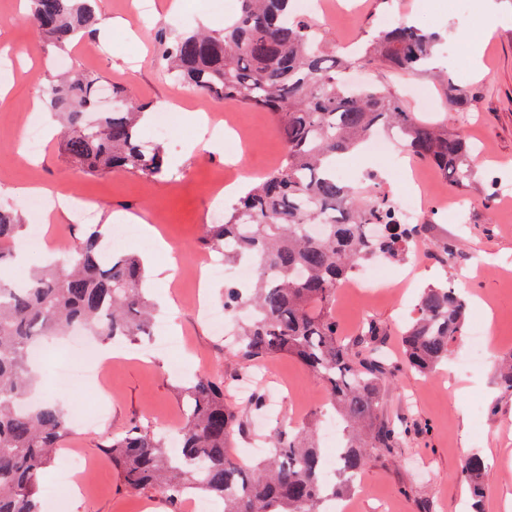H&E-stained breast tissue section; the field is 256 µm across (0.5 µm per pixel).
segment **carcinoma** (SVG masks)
<instances>
[{"mask_svg": "<svg viewBox=\"0 0 512 512\" xmlns=\"http://www.w3.org/2000/svg\"><path fill=\"white\" fill-rule=\"evenodd\" d=\"M97 2L29 5L39 30L62 49L78 35L97 31ZM437 41L436 34L400 21L338 62L323 54L317 27L293 15V0H240L236 18L222 31L157 35L156 54L177 79L208 98L267 110L278 122L286 145L282 164L225 208L224 222L206 225L202 242L224 262H247L254 269L250 284L224 285V311L238 321L240 340L231 352L236 365L247 370L278 357L297 359L322 381L327 402L344 424L343 446L334 481L324 477L322 449L306 432L272 429L263 438L267 456L247 464L232 448L235 440L253 437L250 416L264 413L266 398L258 394L242 409L224 398L223 379L202 374L184 391V463L169 454L168 436L140 424L106 444L128 489H160L174 509L192 494L222 500L224 512H323L325 501L353 492L368 449L390 457L402 453L412 428L383 412L384 391L395 372L378 348L383 330L370 320L357 338H343L332 313L336 290L362 263L403 262L419 242L444 258L455 241L429 240V225L401 223L386 193L361 192L341 181L336 156L385 132L451 183L470 187L472 148L463 137L407 111L384 86L354 88L345 79L372 61L395 73L421 72ZM97 84L73 66L42 90L65 129L68 155L89 173L162 176L164 147L140 132L146 107L125 100L114 86L119 108L100 112ZM446 92L452 110L470 106L468 94L453 84ZM313 224L323 225V234H312ZM21 228L17 213L0 208V268L11 263ZM145 274L138 256L109 251L94 229L55 267L31 273L26 287L0 278V512H42L37 477L72 431L68 413L50 398L18 410L37 383L29 350L71 326L103 340L150 335ZM416 310L403 331L405 357L411 369L426 375L465 335L467 301L440 283L422 291ZM487 471L479 454L462 465L471 512H483Z\"/></svg>", "mask_w": 512, "mask_h": 512, "instance_id": "1", "label": "carcinoma"}]
</instances>
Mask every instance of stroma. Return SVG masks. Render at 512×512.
I'll return each instance as SVG.
<instances>
[{
	"label": "stroma",
	"instance_id": "1",
	"mask_svg": "<svg viewBox=\"0 0 512 512\" xmlns=\"http://www.w3.org/2000/svg\"><path fill=\"white\" fill-rule=\"evenodd\" d=\"M172 0H153L149 17L137 12L136 0H100L101 22L95 37H82L67 52H59L36 29L20 0H0V83L11 84L0 100V207L19 209L21 186L44 185L64 195L85 197L94 211L93 223L110 215L120 223L148 224L156 235L135 239L113 236L110 245L123 252L139 253L146 266L176 261L170 279L153 283L149 295L166 329L130 347H120L119 360L101 377L111 393L109 416L94 429H74L61 443V452L89 456L94 464L84 481L87 490L61 492V512H138L145 501H155L153 512H194L189 501L178 509L157 491L123 488L118 471L101 445L138 423L162 432L176 430L183 419L180 392L202 373L223 376L228 399L241 404L235 374L238 367L226 353L223 340L194 309L190 298L199 274L204 225L231 204L230 196L214 186L229 170L259 180L285 154L276 124L269 112L231 100L207 99L178 81L156 60L157 31L187 32L210 21L223 29L239 10V0H183L179 15L169 12ZM451 0H335L330 22L324 26L323 52L340 57L352 47L363 46L379 25L404 20L439 37L437 55L447 73L456 68H482L484 78H470L466 89L472 98L468 110L452 112L440 83L426 74L399 75L380 64L363 67L371 81L399 94L409 111L419 106L409 88L425 86L432 117L446 121L451 132L481 148L475 182L459 191L446 179L428 189L431 204L441 213L435 235L455 239L457 248L446 262L426 261L418 275V288L449 281L468 300V319L487 317L495 329L487 361L462 366L470 342L455 345L446 365L419 377L402 366L400 328L406 315L398 294L391 289L367 296L364 289L337 292L333 314L342 335L351 336L361 323L373 319L385 330V351L396 372L384 392V412L394 421L413 424L416 435L402 456L390 458L371 451L360 478L361 489L353 498V512H468L469 490L460 478V465L470 454L480 453L489 471L484 498L485 512H511L512 494V394L500 390L496 380L499 360L512 354V208L502 205L503 193L485 203L483 190L491 178L512 184V0H467L453 9ZM497 24L490 39L475 47L476 25L489 17ZM73 64L100 77L108 86L123 87L135 102L151 112L165 111L173 124L165 139L170 159L163 178L151 180L136 173L92 174L65 152L56 129L48 128L41 149L29 152L26 131L30 125L46 126L48 108L32 111L41 89L54 80L60 64ZM214 114L217 120L237 115L248 124L243 151L231 144L222 150L187 146L197 140L195 111ZM470 199L472 207L461 215L453 210L456 198ZM57 235L47 252L25 251L24 270L45 265L48 253L75 246L87 230L76 218L53 221ZM171 246L163 252L158 239ZM38 368V388L54 397L69 413L93 409L98 401L90 380H77L58 387L54 369L68 355L64 340L44 347ZM264 381L278 394L282 415L255 417L253 430L273 428L288 431L309 427L320 435L321 448H328L323 424L329 418L324 387L298 361L279 357L268 362Z\"/></svg>",
	"mask_w": 512,
	"mask_h": 512
}]
</instances>
